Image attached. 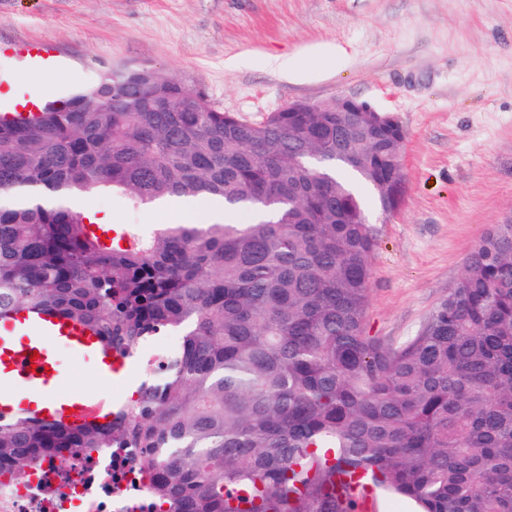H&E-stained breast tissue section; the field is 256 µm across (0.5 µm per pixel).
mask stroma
Masks as SVG:
<instances>
[{
  "mask_svg": "<svg viewBox=\"0 0 512 512\" xmlns=\"http://www.w3.org/2000/svg\"><path fill=\"white\" fill-rule=\"evenodd\" d=\"M59 73L32 69L28 48ZM292 59L290 77L264 57ZM142 65L227 112L261 119L295 101L355 98L398 117L405 195L367 212L368 328L398 344L461 276L473 245L512 213V0H0V108L39 90L67 98L100 68ZM114 226L172 223L119 194L84 197ZM67 386H112L56 347Z\"/></svg>",
  "mask_w": 512,
  "mask_h": 512,
  "instance_id": "35a3bbf8",
  "label": "stroma"
}]
</instances>
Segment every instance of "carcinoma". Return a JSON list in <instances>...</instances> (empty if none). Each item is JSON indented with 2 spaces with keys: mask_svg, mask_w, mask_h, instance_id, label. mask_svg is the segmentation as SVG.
I'll return each mask as SVG.
<instances>
[{
  "mask_svg": "<svg viewBox=\"0 0 512 512\" xmlns=\"http://www.w3.org/2000/svg\"><path fill=\"white\" fill-rule=\"evenodd\" d=\"M404 137L356 112H226L143 66L0 120V317L49 309L126 358L179 337L126 405L81 427L0 418V477L130 445L163 512H355L361 474L417 512H512V220L418 332L367 324ZM224 203L220 224L110 236L71 206Z\"/></svg>",
  "mask_w": 512,
  "mask_h": 512,
  "instance_id": "carcinoma-1",
  "label": "carcinoma"
}]
</instances>
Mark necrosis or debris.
Listing matches in <instances>:
<instances>
[{"instance_id": "necrosis-or-debris-1", "label": "necrosis or debris", "mask_w": 512, "mask_h": 512, "mask_svg": "<svg viewBox=\"0 0 512 512\" xmlns=\"http://www.w3.org/2000/svg\"><path fill=\"white\" fill-rule=\"evenodd\" d=\"M137 448L76 452L19 482L0 478V512H155L152 480Z\"/></svg>"}]
</instances>
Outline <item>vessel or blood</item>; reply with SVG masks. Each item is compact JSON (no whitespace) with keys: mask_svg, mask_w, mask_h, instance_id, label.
<instances>
[{"mask_svg":"<svg viewBox=\"0 0 512 512\" xmlns=\"http://www.w3.org/2000/svg\"><path fill=\"white\" fill-rule=\"evenodd\" d=\"M61 345L111 377L117 359L92 333L46 311L19 310L0 318V415H25L71 427L85 425L109 398L61 388L63 373L52 351Z\"/></svg>","mask_w":512,"mask_h":512,"instance_id":"obj_1","label":"vessel or blood"}]
</instances>
